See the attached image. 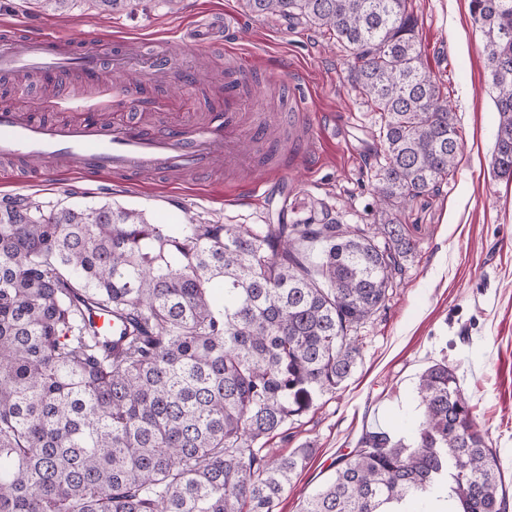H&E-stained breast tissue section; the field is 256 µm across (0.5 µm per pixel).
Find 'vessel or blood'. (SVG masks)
Listing matches in <instances>:
<instances>
[{"instance_id":"1","label":"vessel or blood","mask_w":512,"mask_h":512,"mask_svg":"<svg viewBox=\"0 0 512 512\" xmlns=\"http://www.w3.org/2000/svg\"><path fill=\"white\" fill-rule=\"evenodd\" d=\"M78 69L91 79L102 75L100 52L81 37L22 32L0 39V73L7 75ZM242 88L233 74L224 76V108L204 121L183 119L151 127L131 116L93 113L86 103L55 102L67 119L48 121L34 112L0 109V159L41 163L59 173L72 170L88 178L112 175L143 182L160 174L205 177L216 167L247 180L261 198L267 181L253 175L256 151L276 154L259 113L239 108Z\"/></svg>"}]
</instances>
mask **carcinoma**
<instances>
[{"instance_id":"carcinoma-1","label":"carcinoma","mask_w":512,"mask_h":512,"mask_svg":"<svg viewBox=\"0 0 512 512\" xmlns=\"http://www.w3.org/2000/svg\"><path fill=\"white\" fill-rule=\"evenodd\" d=\"M108 14L137 0H94ZM345 53L355 96L380 114L374 231L318 224H153L105 203L0 202V512H274L311 448L275 454L288 423L362 357L416 243L402 209L454 178L461 142L416 41L415 0H245ZM512 177V0H471ZM119 315L122 343L87 327ZM412 443L366 430L302 512H508L496 452L448 362L419 377Z\"/></svg>"}]
</instances>
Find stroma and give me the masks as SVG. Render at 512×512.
Returning <instances> with one entry per match:
<instances>
[{"mask_svg": "<svg viewBox=\"0 0 512 512\" xmlns=\"http://www.w3.org/2000/svg\"><path fill=\"white\" fill-rule=\"evenodd\" d=\"M470 8V0H416L417 41L456 115L460 162L438 193L404 209L402 223L416 242V255L387 310L361 328L365 346L354 374L289 425L287 439L274 440L276 453L305 444L313 450L274 512H301L308 495L334 471L337 457L354 448L364 430L409 438L421 414L418 378L443 359L470 397L512 496V179L496 177L491 166L498 113L484 36ZM206 15L238 22L224 41L251 57L242 77L256 94L252 111L279 117L289 109L290 91L308 99L316 126L334 120L343 127L336 138L317 137L302 158L287 159L280 171L288 184L285 200L244 201V188L219 167L200 182L188 177L135 185L76 171H50L18 184L0 172V201L25 196L49 208L116 203L142 211L156 224L191 218L245 226L315 222L326 206L345 212L349 223H376L368 171L380 148L378 114L356 100L336 47L305 25L254 17L243 0H139L133 11L112 16L99 13L92 0H76L61 15L43 10L38 0H0V30L16 23L60 36L77 33L105 53L112 47L99 37L111 34L127 50L171 57L166 75L130 90L121 78L104 89L72 73L48 81L39 77L19 90L0 79V106L30 111L57 97L103 98L108 112H141L155 124L223 110L228 56L204 44L178 45Z\"/></svg>", "mask_w": 512, "mask_h": 512, "instance_id": "obj_1", "label": "stroma"}]
</instances>
